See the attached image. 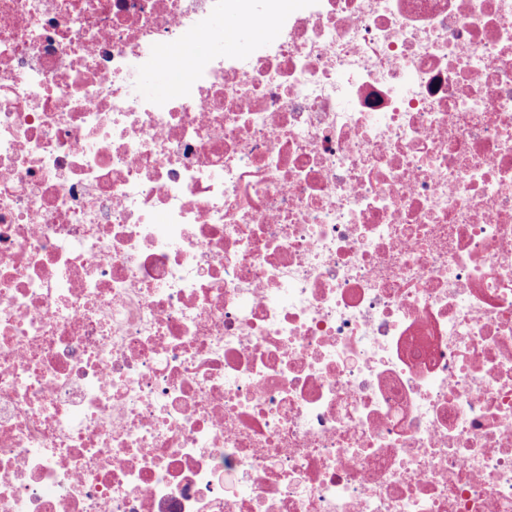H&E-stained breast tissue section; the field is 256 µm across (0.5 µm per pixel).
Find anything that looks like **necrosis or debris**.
Masks as SVG:
<instances>
[{"label":"necrosis or debris","instance_id":"obj_1","mask_svg":"<svg viewBox=\"0 0 512 512\" xmlns=\"http://www.w3.org/2000/svg\"><path fill=\"white\" fill-rule=\"evenodd\" d=\"M0 512H512V0H0ZM198 54H206V53H214V52H224L226 56H237L244 57L252 54V49L249 44L245 40H240L238 42L229 43L224 39L221 42H216L214 44L205 46L203 48H199L196 51ZM167 82V72L162 70L159 66L148 65L144 68V74L137 85V91L142 95H159L165 90Z\"/></svg>","mask_w":512,"mask_h":512}]
</instances>
